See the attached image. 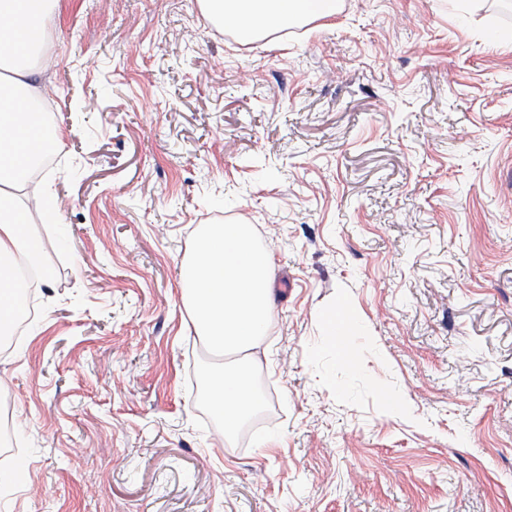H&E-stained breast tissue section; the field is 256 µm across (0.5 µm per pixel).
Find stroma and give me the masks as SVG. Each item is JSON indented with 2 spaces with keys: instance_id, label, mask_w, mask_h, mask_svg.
I'll use <instances>...</instances> for the list:
<instances>
[{
  "instance_id": "obj_1",
  "label": "stroma",
  "mask_w": 512,
  "mask_h": 512,
  "mask_svg": "<svg viewBox=\"0 0 512 512\" xmlns=\"http://www.w3.org/2000/svg\"><path fill=\"white\" fill-rule=\"evenodd\" d=\"M46 27L62 207L31 210L53 284L0 354V512H512V0H342L244 44L197 0ZM217 219L274 266L263 445L195 403L181 265Z\"/></svg>"
}]
</instances>
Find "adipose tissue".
<instances>
[{"label": "adipose tissue", "mask_w": 512, "mask_h": 512, "mask_svg": "<svg viewBox=\"0 0 512 512\" xmlns=\"http://www.w3.org/2000/svg\"><path fill=\"white\" fill-rule=\"evenodd\" d=\"M56 0H0V335H7L17 319L15 276L18 264L39 270L40 282L51 287L52 277L43 272L45 244L22 223L20 196L41 204L56 199L50 180L32 179L31 160L60 147L58 127L31 134L24 149H17L14 134L33 123L40 90L35 84L37 55L45 21ZM211 21L234 28L240 41L274 33L337 13L336 0H199Z\"/></svg>", "instance_id": "obj_1"}]
</instances>
